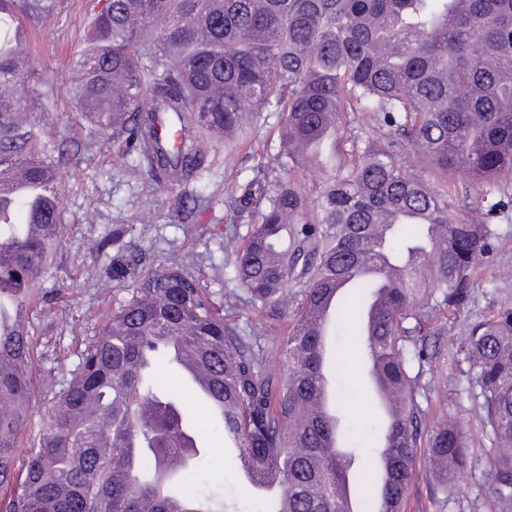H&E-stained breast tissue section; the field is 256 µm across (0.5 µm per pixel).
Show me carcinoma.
I'll use <instances>...</instances> for the list:
<instances>
[{
	"label": "carcinoma",
	"instance_id": "carcinoma-1",
	"mask_svg": "<svg viewBox=\"0 0 512 512\" xmlns=\"http://www.w3.org/2000/svg\"><path fill=\"white\" fill-rule=\"evenodd\" d=\"M45 9L0 0V173L20 167L32 183L80 175L77 155L46 158L27 118L52 90L21 65L27 47L10 30ZM70 79L76 108L158 184L197 180L213 143L228 157L257 114L282 113L273 153L232 179L228 196L230 223L247 227L234 279L254 308L287 318L284 367L270 365L260 330L227 318L237 295L215 303L175 255L157 266L122 255L112 280L129 296L35 425L29 325L60 243L62 199L0 201V299L13 292L27 304L25 341L0 339V512H141L146 499L155 512L186 500L193 512H224L184 492L205 434L178 348L214 377L235 467L246 453L276 485L247 483L250 512H343L345 494L356 512H385V500L405 512L422 448L432 499L450 502L471 477L491 512H512V300L461 336L447 331L473 297L493 225L512 209V0H107L94 5ZM162 112L182 133L173 154L153 143ZM379 293L374 332L359 330L358 342L398 405L362 458L331 337ZM463 362L485 460L470 451L468 424L429 418L436 376ZM329 379L332 408L314 416ZM178 448L190 462L169 474Z\"/></svg>",
	"mask_w": 512,
	"mask_h": 512
}]
</instances>
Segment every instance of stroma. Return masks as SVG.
<instances>
[{"label":"stroma","mask_w":512,"mask_h":512,"mask_svg":"<svg viewBox=\"0 0 512 512\" xmlns=\"http://www.w3.org/2000/svg\"><path fill=\"white\" fill-rule=\"evenodd\" d=\"M48 11L25 18L31 37L28 69L45 79L55 95L52 111L31 112L41 141L49 150L70 148L80 142L83 174L79 180L61 177L62 243L54 252L51 274L41 284L44 298L33 336L39 358L31 395L32 419L41 423L48 416L50 398L69 379L81 352L91 343L108 311L116 308L127 291L112 279V258L119 253L142 252L147 262L158 264L179 254L189 273L204 272L216 302L240 287L224 263L245 228L228 224V187L225 168L248 174L253 154L275 142L279 116L263 113L254 136L233 159H225L223 146H214L211 169L194 184L197 193L209 198V208L181 219L174 210L180 186L141 183L133 160L117 157L110 141L99 138L77 112L67 75L72 59L82 46L90 8L94 0H47ZM493 253L476 271L478 286L466 310L453 321L452 331L487 313L512 297V222L495 227ZM104 250H97V243ZM336 350L347 387V413L353 435L360 447L375 445L373 409L361 385V354L350 336L336 339ZM444 382L453 399H432L431 416L441 421L455 416L469 424L475 454H485L489 442L479 430L465 389L467 376L450 369ZM199 424L207 430V455L195 479L185 489L192 495H213L223 499L227 512H246L248 502L237 470L230 458L236 453L222 432L211 429L207 409L197 406ZM408 512H487L477 497L473 480H461L453 503L441 505L429 497L426 481L411 490Z\"/></svg>","instance_id":"1"}]
</instances>
